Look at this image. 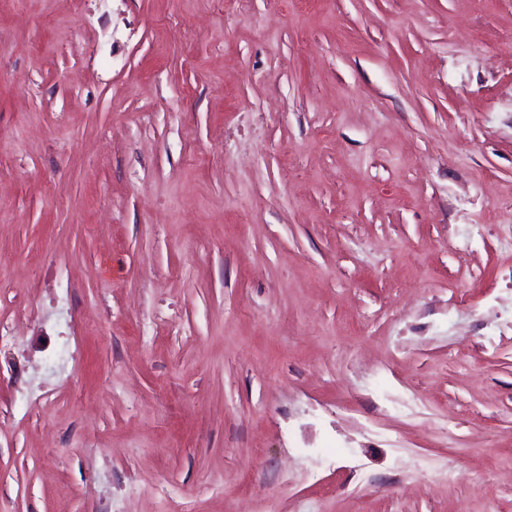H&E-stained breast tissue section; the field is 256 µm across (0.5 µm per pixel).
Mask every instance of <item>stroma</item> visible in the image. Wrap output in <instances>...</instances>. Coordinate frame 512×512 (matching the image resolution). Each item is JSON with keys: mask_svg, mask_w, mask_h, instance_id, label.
Wrapping results in <instances>:
<instances>
[{"mask_svg": "<svg viewBox=\"0 0 512 512\" xmlns=\"http://www.w3.org/2000/svg\"><path fill=\"white\" fill-rule=\"evenodd\" d=\"M0 333V512H512V0H0Z\"/></svg>", "mask_w": 512, "mask_h": 512, "instance_id": "35a3bbf8", "label": "stroma"}]
</instances>
